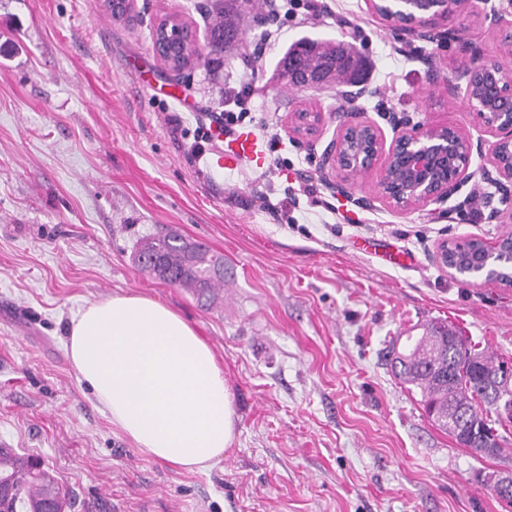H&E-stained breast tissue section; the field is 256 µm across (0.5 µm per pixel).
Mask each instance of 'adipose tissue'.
<instances>
[{"mask_svg": "<svg viewBox=\"0 0 512 512\" xmlns=\"http://www.w3.org/2000/svg\"><path fill=\"white\" fill-rule=\"evenodd\" d=\"M67 352L96 403L142 455L202 472L233 443L224 371L171 307L139 294L85 306L71 321Z\"/></svg>", "mask_w": 512, "mask_h": 512, "instance_id": "1", "label": "adipose tissue"}]
</instances>
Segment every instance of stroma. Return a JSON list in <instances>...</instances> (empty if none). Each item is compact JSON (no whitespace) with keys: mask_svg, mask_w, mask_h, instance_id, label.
Instances as JSON below:
<instances>
[{"mask_svg":"<svg viewBox=\"0 0 512 512\" xmlns=\"http://www.w3.org/2000/svg\"><path fill=\"white\" fill-rule=\"evenodd\" d=\"M206 2L136 0L124 24L102 0H0V448L40 456L68 494L65 512H512L476 481L512 469V455L459 445L385 361L392 344L442 323L512 363V288L451 277L432 258L444 241L506 232L488 204L498 191L478 174L408 214L360 206L372 176L340 193L318 172L335 120L309 145L285 123L301 108L336 111L338 88L299 95L272 78L293 42L346 40L367 61L358 105L382 129L390 108L477 140L475 116L445 84L460 40L493 56L495 34L454 16L459 41L409 45L364 0H318L315 17L304 0H271L264 21L239 18L261 66L228 52L219 75L173 76L150 28L175 14L205 37ZM244 86L248 130L278 133L282 159L208 168L191 153L194 131ZM302 181L317 199L281 224L261 198ZM170 228L223 255L219 307L136 265V241ZM379 242L392 260L374 254ZM116 293L169 305L216 353L236 437L211 470L140 454L80 381L70 321Z\"/></svg>","mask_w":512,"mask_h":512,"instance_id":"stroma-1","label":"stroma"}]
</instances>
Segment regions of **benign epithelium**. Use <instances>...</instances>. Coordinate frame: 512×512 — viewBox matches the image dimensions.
I'll return each mask as SVG.
<instances>
[{
  "mask_svg": "<svg viewBox=\"0 0 512 512\" xmlns=\"http://www.w3.org/2000/svg\"><path fill=\"white\" fill-rule=\"evenodd\" d=\"M367 10L387 22L401 36L425 40L436 34L451 37L454 30L439 31L442 22L452 15L467 13L488 25L498 35L500 52L512 58V12L491 7L478 12L476 0H365ZM337 68H297L292 87L315 91L334 82ZM452 96H462L467 108L492 138L488 142L487 164L483 176L503 194V203L512 199V66L500 59L487 57L482 49L468 41L461 43V59L454 80L446 85ZM358 92L347 94L339 112H291L288 130L294 137L310 140V131L326 122V116L338 117L333 138L319 156V172L334 178L333 185L343 193L359 174L375 176V194L363 202L383 203L407 214L431 204L442 203L467 183L473 152L482 144L459 126L448 124L414 125L404 115L388 116L392 137L355 106ZM449 244H441L434 254L437 265L453 277L461 276L477 285L497 283L512 285V233L494 243L480 241L462 267H449L443 254ZM492 483L509 497L512 495V470L497 472Z\"/></svg>",
  "mask_w": 512,
  "mask_h": 512,
  "instance_id": "1",
  "label": "benign epithelium"
}]
</instances>
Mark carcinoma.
Returning <instances> with one entry per match:
<instances>
[{
    "mask_svg": "<svg viewBox=\"0 0 512 512\" xmlns=\"http://www.w3.org/2000/svg\"><path fill=\"white\" fill-rule=\"evenodd\" d=\"M208 14L211 23L206 61L209 70L216 72L223 64L226 46L237 41L238 28L225 14L224 0H210ZM317 51L319 59L329 60L341 51L340 42L309 38L297 41L280 59L277 78H285L291 59L308 60ZM197 65L196 50L180 46L165 61L166 68L177 75ZM361 69V56L348 47L344 82L357 83ZM147 251L155 256L154 263L140 266L148 276L174 280L207 309L224 300V262L207 246L192 241L175 243L172 236L164 234L141 239L136 252ZM450 335L457 332L446 325H433L419 337H407L405 351L393 359L395 374L409 385V390L419 393L428 418L448 435L455 436L464 415L471 414L472 427L464 444L471 449L490 448L489 456L497 457L505 452V437L499 429L508 422L500 406L512 401V386L491 389L485 376L502 370L507 362L496 360L474 343L457 349L448 344ZM0 505L5 512H64L66 494L39 457L0 448Z\"/></svg>",
    "mask_w": 512,
    "mask_h": 512,
    "instance_id": "obj_1",
    "label": "carcinoma"
}]
</instances>
